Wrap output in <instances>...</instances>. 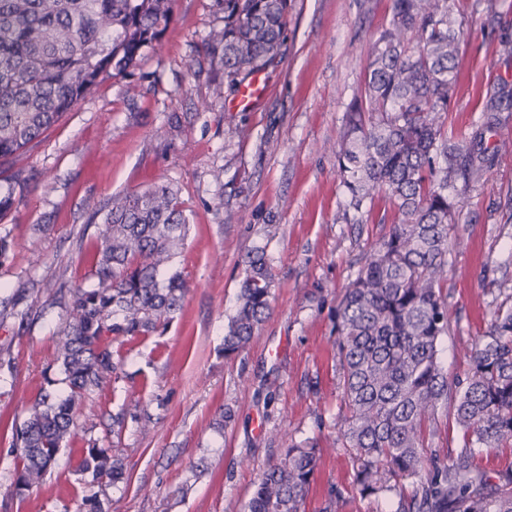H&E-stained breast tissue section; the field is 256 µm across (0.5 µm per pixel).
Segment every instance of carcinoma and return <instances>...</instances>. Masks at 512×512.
<instances>
[{
	"label": "carcinoma",
	"instance_id": "1",
	"mask_svg": "<svg viewBox=\"0 0 512 512\" xmlns=\"http://www.w3.org/2000/svg\"><path fill=\"white\" fill-rule=\"evenodd\" d=\"M172 0H0V159L38 139L105 76L132 72L159 52ZM223 26L206 53L229 88L281 54L289 0H214ZM455 0H392L391 17L372 45L364 83L345 113L336 145L347 207L363 212L385 197L394 222L343 290L333 347L342 382L336 444L348 455L358 495L394 500V512H512V469L491 475L481 452L512 446V306L498 305L488 331L467 354L464 377H448L439 345L452 331L448 245L456 196L466 193L512 148L486 144L500 124L502 93L484 100V126L448 137V104L459 71ZM94 288H74L57 349L69 391L40 394L13 432L18 460L12 495L38 485L74 433L77 406L112 379V342L165 329L182 310L186 285L161 270L188 230L178 191L157 185L114 195L103 207ZM265 252L244 261L238 308L224 352L242 351L270 308ZM447 409L459 444L431 446L438 410ZM328 449L292 441L262 471L248 512H305L310 485ZM81 480H127L122 459L91 446Z\"/></svg>",
	"mask_w": 512,
	"mask_h": 512
}]
</instances>
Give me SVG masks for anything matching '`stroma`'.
<instances>
[{
	"label": "stroma",
	"instance_id": "1",
	"mask_svg": "<svg viewBox=\"0 0 512 512\" xmlns=\"http://www.w3.org/2000/svg\"><path fill=\"white\" fill-rule=\"evenodd\" d=\"M391 0H291L270 87L251 111L213 93L224 70L204 51L222 20L214 0H174L160 52L126 77L104 78L22 155L0 164V187L21 197L0 220L11 250L0 262V503L8 512H78L87 490L76 472L83 448L119 455L126 483L103 487L106 512H246L260 472L287 441L328 448L306 512L331 488L342 512H390L360 498L343 452H332L341 406L332 350L338 297L388 233L394 211L375 201L345 212L332 148ZM489 24L475 0L466 19L448 133L485 121L488 89L512 88V0ZM160 183L178 187L190 231L173 266L187 282L180 314L161 333L114 343L116 381L88 394L78 429L37 487L8 499L18 461L12 432L47 387L66 392L55 362L71 288L93 287L99 211L112 195ZM461 245L448 253V305L456 324L441 343L449 374L492 313L512 298V151L499 152L457 199ZM264 248L270 309L248 346L228 355L243 260ZM230 419H223V412ZM125 414L121 431L112 417ZM150 420L142 433L141 420Z\"/></svg>",
	"mask_w": 512,
	"mask_h": 512
}]
</instances>
